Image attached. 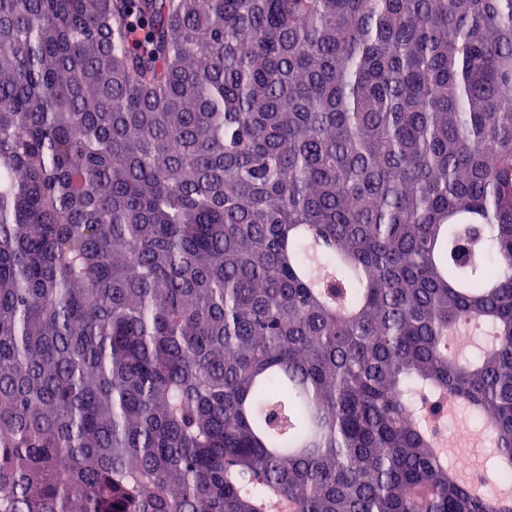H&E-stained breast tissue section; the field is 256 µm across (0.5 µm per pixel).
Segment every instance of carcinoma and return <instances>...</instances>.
<instances>
[{"instance_id":"1","label":"carcinoma","mask_w":512,"mask_h":512,"mask_svg":"<svg viewBox=\"0 0 512 512\" xmlns=\"http://www.w3.org/2000/svg\"><path fill=\"white\" fill-rule=\"evenodd\" d=\"M510 89L512 0H0V512H512Z\"/></svg>"}]
</instances>
